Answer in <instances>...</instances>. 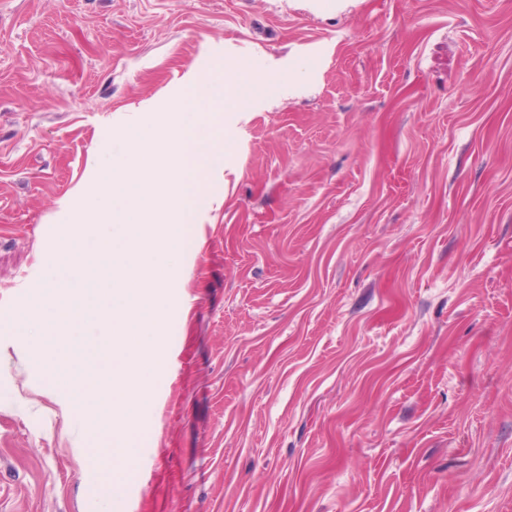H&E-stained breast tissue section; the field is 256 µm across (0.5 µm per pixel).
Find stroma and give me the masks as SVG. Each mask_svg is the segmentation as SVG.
I'll return each mask as SVG.
<instances>
[{
  "instance_id": "35a3bbf8",
  "label": "stroma",
  "mask_w": 512,
  "mask_h": 512,
  "mask_svg": "<svg viewBox=\"0 0 512 512\" xmlns=\"http://www.w3.org/2000/svg\"><path fill=\"white\" fill-rule=\"evenodd\" d=\"M317 60L207 187L125 476L14 341L63 204L192 67ZM512 512V0H0V512Z\"/></svg>"
}]
</instances>
